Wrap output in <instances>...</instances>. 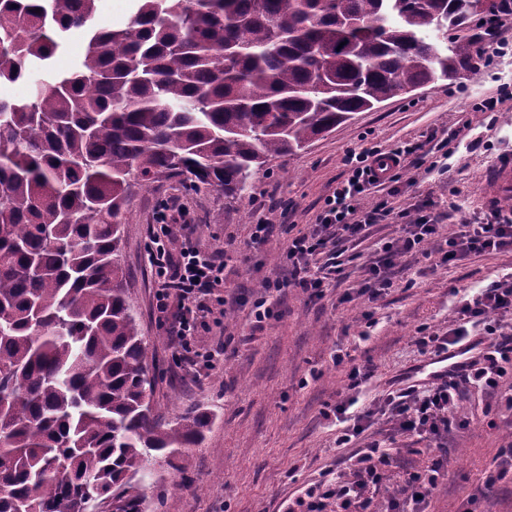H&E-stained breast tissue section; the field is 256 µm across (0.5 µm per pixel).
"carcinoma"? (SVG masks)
Here are the masks:
<instances>
[{
	"label": "carcinoma",
	"instance_id": "obj_1",
	"mask_svg": "<svg viewBox=\"0 0 512 512\" xmlns=\"http://www.w3.org/2000/svg\"><path fill=\"white\" fill-rule=\"evenodd\" d=\"M512 0H0V512H88L208 425L153 415L123 265L136 187L234 197L278 157L402 92L470 71ZM40 12H35V9ZM87 48L50 72L69 31ZM44 80L18 99L7 86ZM131 0H103L100 3V26L122 27L133 12Z\"/></svg>",
	"mask_w": 512,
	"mask_h": 512
}]
</instances>
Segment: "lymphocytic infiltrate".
<instances>
[{
  "label": "lymphocytic infiltrate",
  "mask_w": 512,
  "mask_h": 512,
  "mask_svg": "<svg viewBox=\"0 0 512 512\" xmlns=\"http://www.w3.org/2000/svg\"><path fill=\"white\" fill-rule=\"evenodd\" d=\"M387 160L392 161L394 171L378 178L375 169ZM408 161L417 168L425 163L410 143L386 153L370 147L344 156L345 175L325 198L315 227L288 240L284 259L291 269L290 286L321 295L327 280L341 275L342 256L366 240L372 227L396 218L404 222L403 236L384 243L369 265L373 283L367 295L372 300L392 288L400 260L406 254L427 249L437 255L440 264L447 265L512 248V218L496 208L478 219L461 218L442 240L426 205L399 210L386 195L374 205H364L367 192L389 189L397 180V170ZM170 210L166 202L157 206L154 221L160 224L165 238L147 251V261L154 271L155 308L172 320L171 334L180 360L210 371L217 368L225 350L217 347L197 351L194 337L210 310L211 296L224 285L230 257L223 251H200L189 238H178ZM455 314V326L446 332L419 329L414 339L418 351L438 356L474 339L479 352L462 368L449 372L447 378L389 389L379 408L355 415L352 424L337 433L336 445L351 447V440L357 437L362 438V445L352 448L346 470L307 488L295 499L296 512H374V498L383 494L387 472L394 462L389 445L399 434L429 440L437 454L430 465L410 473L396 492L385 494V512H425L427 500L448 466V434L469 423L459 413L464 393L476 389L512 409V383H503L504 378L512 380V273L479 288L471 298L460 299ZM473 327L482 328V335L471 337L469 330ZM378 413L386 415L388 432L378 438H365L366 429Z\"/></svg>",
  "instance_id": "obj_1"
}]
</instances>
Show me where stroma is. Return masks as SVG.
<instances>
[{
  "instance_id": "1",
  "label": "stroma",
  "mask_w": 512,
  "mask_h": 512,
  "mask_svg": "<svg viewBox=\"0 0 512 512\" xmlns=\"http://www.w3.org/2000/svg\"><path fill=\"white\" fill-rule=\"evenodd\" d=\"M509 85L512 53L495 56L479 72L357 113L305 150L272 161L236 198H225L215 188L193 190L175 179L131 197L122 251L129 296L153 355L149 371L155 377V413L163 422L191 411L211 419L198 446L153 459L148 471L138 474L144 484L139 512H288L289 500L335 468L343 454L336 446L332 413L348 393V367L336 365L337 350L347 351L353 364L374 366L367 399L375 401L422 362L413 343L417 328L447 329L453 319L449 289L469 291L512 272V252L445 266L416 253L405 257L395 286L377 300L349 296V289L367 284V264L378 244L402 234L399 223L380 224L359 246L358 257L345 260L341 279L331 281L322 297L285 286L273 295L279 318L259 332L250 330L249 301L260 295L266 280L286 282L282 254L288 239L311 229L345 171L347 152L411 143L434 161L431 169L401 170L397 202L403 208L428 204L440 236L449 231V203L459 204L469 216L488 212L494 200L484 191L486 171L493 162H512V100L491 115L475 106ZM463 119L470 121V132L451 143V157L439 164V143ZM163 199L189 212L192 241L199 249H221L232 257L219 291L229 302L227 313L207 315L196 336L201 348L226 347L225 361L212 371L196 374L180 363L169 344L167 322L152 308L145 246L154 207ZM259 208L274 230L265 242L254 244L250 226ZM369 317L374 320L370 328L365 325ZM461 411L472 423L449 433L448 472L427 512H512V477L484 485L500 450L512 445V411L487 408L477 393L462 402ZM393 453L394 485L402 483L406 471L430 464L435 456L428 441L406 435L397 438Z\"/></svg>"
}]
</instances>
